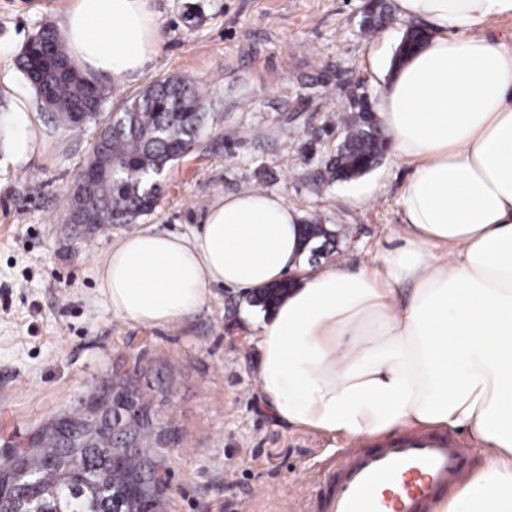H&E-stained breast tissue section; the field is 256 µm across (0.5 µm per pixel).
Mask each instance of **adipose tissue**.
I'll return each instance as SVG.
<instances>
[{"label": "adipose tissue", "mask_w": 512, "mask_h": 512, "mask_svg": "<svg viewBox=\"0 0 512 512\" xmlns=\"http://www.w3.org/2000/svg\"><path fill=\"white\" fill-rule=\"evenodd\" d=\"M433 33L377 109L412 164L397 246L355 272L311 267L301 215L270 193L225 196L200 229L152 228L98 268L114 314L166 325L209 285L250 293L296 273L258 327L276 421L354 440L404 426L469 432L484 466L438 512H512V48L484 36L512 0H395ZM87 75L132 79L161 43L150 0H74L60 28Z\"/></svg>", "instance_id": "1"}]
</instances>
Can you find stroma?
<instances>
[{
  "mask_svg": "<svg viewBox=\"0 0 512 512\" xmlns=\"http://www.w3.org/2000/svg\"><path fill=\"white\" fill-rule=\"evenodd\" d=\"M70 3L0 0V464L103 381L134 373L160 430L147 444L166 477L157 512H314L355 443L275 421L258 387L252 295L213 285L192 317L151 327L112 313L98 266L123 236L191 234L215 200L243 191L279 195L303 221L334 228L322 265L357 270L394 245L410 164L388 151L354 180L317 176L352 97L387 90L407 23L394 13L365 36L366 0H153L164 43L134 80L101 77V115L177 75L208 87L206 126L149 214L94 229L67 223L64 204L95 127L51 121L17 68L21 47L59 26ZM19 112L34 138L24 159Z\"/></svg>",
  "mask_w": 512,
  "mask_h": 512,
  "instance_id": "stroma-1",
  "label": "stroma"
}]
</instances>
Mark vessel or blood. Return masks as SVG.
Returning <instances> with one entry per match:
<instances>
[{
    "label": "vessel or blood",
    "instance_id": "vessel-or-blood-1",
    "mask_svg": "<svg viewBox=\"0 0 512 512\" xmlns=\"http://www.w3.org/2000/svg\"><path fill=\"white\" fill-rule=\"evenodd\" d=\"M466 461V448L439 433L360 445L332 472L319 512H431L448 486L467 483Z\"/></svg>",
    "mask_w": 512,
    "mask_h": 512
}]
</instances>
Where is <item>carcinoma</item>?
I'll list each match as a JSON object with an SVG mask.
<instances>
[{"label":"carcinoma","mask_w":512,"mask_h":512,"mask_svg":"<svg viewBox=\"0 0 512 512\" xmlns=\"http://www.w3.org/2000/svg\"><path fill=\"white\" fill-rule=\"evenodd\" d=\"M388 11L382 0L362 24L365 34L372 36L385 24ZM425 30L409 28L401 43L403 53L393 58L402 62L418 45ZM58 46L55 30L41 27L22 48L18 66L34 90L41 110L62 124L79 130L97 122L103 100V89L95 78H89L65 58L63 51L56 57H42L43 47ZM207 94L205 90L177 75L159 76L142 90L129 97L108 117L100 129L87 165L102 173L88 186V211L98 226L127 224L146 215L154 205L157 183L174 160L189 153L197 143L205 122ZM345 128L341 149L329 156L319 172V182L330 184L368 173L385 151V139L379 131L372 108L366 101L350 106V113L340 118ZM304 240L329 244L336 231L325 224L311 222L303 225ZM293 282L288 279L262 290L254 303L269 310L288 294ZM116 441L107 432L98 438L97 447L87 454L85 462L65 472L61 463L68 449L49 429L38 437V446L30 456L40 462L31 483L21 493L32 500L40 512H55L57 501L77 494L87 481L97 482L110 474L111 456L107 449ZM152 459L139 448L123 456L119 466L127 475H139ZM23 458L13 454L6 465L0 466V489H10L14 471L21 468ZM163 486L146 484L141 494L124 495L123 510L140 512L147 503H157ZM88 512H112V490L99 491L86 500Z\"/></svg>","instance_id":"cac0c4a2"}]
</instances>
